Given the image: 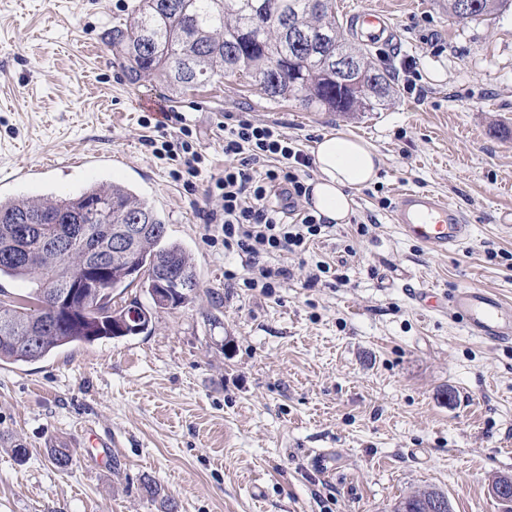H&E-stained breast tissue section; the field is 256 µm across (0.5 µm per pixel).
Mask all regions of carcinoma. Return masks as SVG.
<instances>
[{"instance_id": "obj_1", "label": "carcinoma", "mask_w": 512, "mask_h": 512, "mask_svg": "<svg viewBox=\"0 0 512 512\" xmlns=\"http://www.w3.org/2000/svg\"><path fill=\"white\" fill-rule=\"evenodd\" d=\"M473 17L512 9V0H471ZM133 29L115 27L107 36L132 83L155 76L174 95H184L226 74L242 73L270 99L300 98L328 112H377L394 95L384 63L346 41L333 11V0H137ZM358 60L363 82L336 79L327 60L336 50ZM296 60L297 75L273 79V63ZM72 225L78 236H97L102 224L144 225L134 250L107 256L105 288L72 318L53 315L43 299V275L50 272L57 288L76 283L85 253L67 250L54 240L32 244L18 236L31 224ZM32 284L30 298L42 308H26L0 299V361L17 364L40 360L72 343L112 339V328L128 335L148 330L151 309L138 301L115 297L143 279L153 307L174 309L192 298L198 287L194 258L167 239L164 218L129 187L93 184L77 196L21 197L0 200V278Z\"/></svg>"}]
</instances>
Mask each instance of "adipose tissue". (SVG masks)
Listing matches in <instances>:
<instances>
[{
    "instance_id": "1",
    "label": "adipose tissue",
    "mask_w": 512,
    "mask_h": 512,
    "mask_svg": "<svg viewBox=\"0 0 512 512\" xmlns=\"http://www.w3.org/2000/svg\"><path fill=\"white\" fill-rule=\"evenodd\" d=\"M312 154V207L329 223H344L353 211L356 192L377 180L381 157L365 140L341 130L323 134Z\"/></svg>"
}]
</instances>
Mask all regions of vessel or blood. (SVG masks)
<instances>
[{
  "mask_svg": "<svg viewBox=\"0 0 512 512\" xmlns=\"http://www.w3.org/2000/svg\"><path fill=\"white\" fill-rule=\"evenodd\" d=\"M357 19L366 26V38L374 45L397 42L398 33L391 15L384 9L360 11ZM393 219L410 239L431 250L448 252L457 248L471 234L458 209L429 192L408 190L401 193ZM419 308L434 309L446 305L468 335L492 343L512 341V304L482 288L457 289L446 301L420 290L413 292Z\"/></svg>",
  "mask_w": 512,
  "mask_h": 512,
  "instance_id": "b4317fda",
  "label": "vessel or blood"
}]
</instances>
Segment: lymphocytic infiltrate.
Masks as SVG:
<instances>
[{
  "instance_id": "1",
  "label": "lymphocytic infiltrate",
  "mask_w": 512,
  "mask_h": 512,
  "mask_svg": "<svg viewBox=\"0 0 512 512\" xmlns=\"http://www.w3.org/2000/svg\"><path fill=\"white\" fill-rule=\"evenodd\" d=\"M165 119L177 131L155 148V156L179 162L174 178H198L204 157L193 146L194 129L183 113L169 112ZM224 158L223 176L204 190L218 203L206 220L218 226L225 250L245 257V286L271 293L291 275L287 266L273 265L272 257L305 254L330 229L325 219L300 205L308 194L304 180L312 157L277 125L241 117L224 126Z\"/></svg>"
}]
</instances>
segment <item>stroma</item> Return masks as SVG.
I'll list each match as a JSON object with an SVG mask.
<instances>
[{"instance_id":"obj_1","label":"stroma","mask_w":512,"mask_h":512,"mask_svg":"<svg viewBox=\"0 0 512 512\" xmlns=\"http://www.w3.org/2000/svg\"><path fill=\"white\" fill-rule=\"evenodd\" d=\"M135 3L0 0V198L127 184L192 253L199 286L148 332L0 363V512H393L427 489L453 512H503L489 488L512 475V342L467 335L410 293L512 302V11L457 23L448 0H336L356 45L352 12L395 19L397 44L372 50L395 93L379 112H325L236 74L178 99L130 83L103 35L129 27ZM172 110L197 131L201 184L224 173L228 116L278 125L308 152L334 130L375 147L378 180L306 255L345 284L305 287L297 267L271 294L245 287L241 257L206 238L201 190L145 142ZM405 189L456 207L470 238L446 253L408 239L393 221ZM315 449L335 455L333 474L311 465Z\"/></svg>"}]
</instances>
